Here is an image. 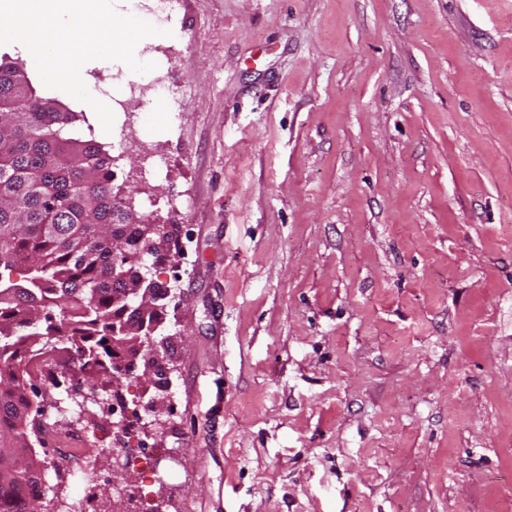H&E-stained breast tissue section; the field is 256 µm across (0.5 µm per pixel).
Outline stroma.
<instances>
[{
	"label": "stroma",
	"instance_id": "1",
	"mask_svg": "<svg viewBox=\"0 0 512 512\" xmlns=\"http://www.w3.org/2000/svg\"><path fill=\"white\" fill-rule=\"evenodd\" d=\"M169 28L145 75L86 69L123 103L76 124L178 228L168 395L125 383L110 440L140 512H512V0H177ZM53 397L61 444L112 425V386ZM89 445L48 483L90 470L112 512Z\"/></svg>",
	"mask_w": 512,
	"mask_h": 512
}]
</instances>
